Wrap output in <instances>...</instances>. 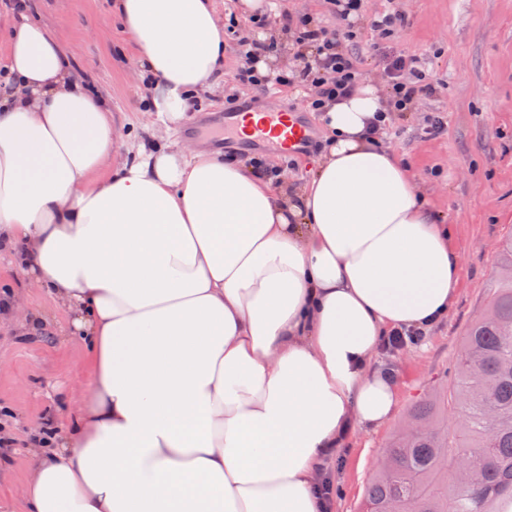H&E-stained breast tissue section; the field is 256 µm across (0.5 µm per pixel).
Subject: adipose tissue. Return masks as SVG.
<instances>
[{"label": "adipose tissue", "mask_w": 512, "mask_h": 512, "mask_svg": "<svg viewBox=\"0 0 512 512\" xmlns=\"http://www.w3.org/2000/svg\"><path fill=\"white\" fill-rule=\"evenodd\" d=\"M149 114L182 126L224 69L210 0H116ZM0 87V248L85 346L76 421L34 436L27 512H323L324 461L395 412L381 336L443 319L460 281L448 231L382 145L387 103L328 101L309 183L192 145L113 165L110 107L23 20Z\"/></svg>", "instance_id": "1"}]
</instances>
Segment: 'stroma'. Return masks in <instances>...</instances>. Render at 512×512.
I'll list each match as a JSON object with an SVG mask.
<instances>
[{
	"mask_svg": "<svg viewBox=\"0 0 512 512\" xmlns=\"http://www.w3.org/2000/svg\"><path fill=\"white\" fill-rule=\"evenodd\" d=\"M112 0H31L28 18L45 26L59 42L71 78L105 98L118 135L116 160L128 156L124 137L134 133L135 144L182 142L186 127L199 124V115L226 107V97L259 98V91L237 88L241 61L226 51L224 72L211 91L195 99L186 127L164 130L145 110L146 88L136 72L139 50L111 10ZM241 0H214L218 16L232 20L234 30L254 39L276 34L277 53L269 71L285 72L302 63V47L282 30V15L313 19L336 29L340 20L325 0H275L264 26L243 16ZM392 9L406 16L386 45L414 56L435 82L432 96L409 111L392 113L383 138L386 146L405 159L420 191L447 224L458 253L461 277L447 315L429 329L426 338L394 352H379L374 368L392 371L398 403L391 420L376 431L352 432L347 444L324 466L338 490L331 512H361L365 485L383 457L394 432L403 424L410 405L420 396L450 382L455 373L461 339L489 301L501 242L512 236V0H364L350 24L357 39L346 43L354 53L364 82L385 88L373 46L378 36L369 20ZM440 114L443 132L423 133L427 117ZM310 150L288 155L270 147L238 149L231 156L246 163L260 159L275 177L274 188L299 187L311 178L323 154L327 132L321 113L310 115ZM20 289L28 305L47 320L40 335L25 339L0 328V416L15 422L14 454L0 473V512H22L16 488L31 465L30 427L68 423L74 411L72 393L90 379L85 349L66 335L70 320L44 289L21 275L14 262L0 255V289Z\"/></svg>",
	"mask_w": 512,
	"mask_h": 512,
	"instance_id": "1",
	"label": "stroma"
}]
</instances>
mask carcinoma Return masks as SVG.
<instances>
[{
  "mask_svg": "<svg viewBox=\"0 0 512 512\" xmlns=\"http://www.w3.org/2000/svg\"><path fill=\"white\" fill-rule=\"evenodd\" d=\"M486 312L465 333L450 385L409 412L363 512H502L512 502V237Z\"/></svg>",
  "mask_w": 512,
  "mask_h": 512,
  "instance_id": "carcinoma-1",
  "label": "carcinoma"
}]
</instances>
